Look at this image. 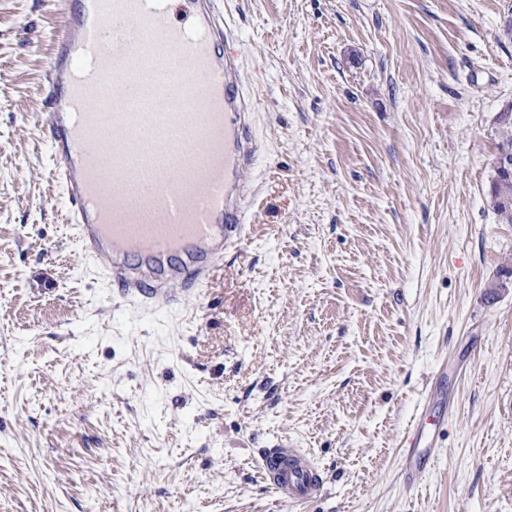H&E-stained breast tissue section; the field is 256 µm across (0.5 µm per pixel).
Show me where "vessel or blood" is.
Wrapping results in <instances>:
<instances>
[{
    "mask_svg": "<svg viewBox=\"0 0 512 512\" xmlns=\"http://www.w3.org/2000/svg\"><path fill=\"white\" fill-rule=\"evenodd\" d=\"M64 18L48 68L41 141L80 244L142 306L202 295L247 226L241 177L259 143L236 29L217 0H53ZM192 20L178 24V6ZM283 501L323 481L292 443L263 449Z\"/></svg>",
    "mask_w": 512,
    "mask_h": 512,
    "instance_id": "b4317fda",
    "label": "vessel or blood"
}]
</instances>
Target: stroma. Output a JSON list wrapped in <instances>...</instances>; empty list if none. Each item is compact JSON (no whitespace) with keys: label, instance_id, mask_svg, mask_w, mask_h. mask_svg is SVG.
<instances>
[{"label":"stroma","instance_id":"stroma-1","mask_svg":"<svg viewBox=\"0 0 512 512\" xmlns=\"http://www.w3.org/2000/svg\"><path fill=\"white\" fill-rule=\"evenodd\" d=\"M261 154L199 297L131 305L37 152L61 20L0 0V512H512V0H228ZM445 419L406 479L404 436ZM324 479L278 501L260 452ZM491 203L504 224H512V180H500L495 167L491 185ZM261 459L264 481L284 502L306 503L320 496L323 480L310 458L291 442L263 449Z\"/></svg>","mask_w":512,"mask_h":512}]
</instances>
